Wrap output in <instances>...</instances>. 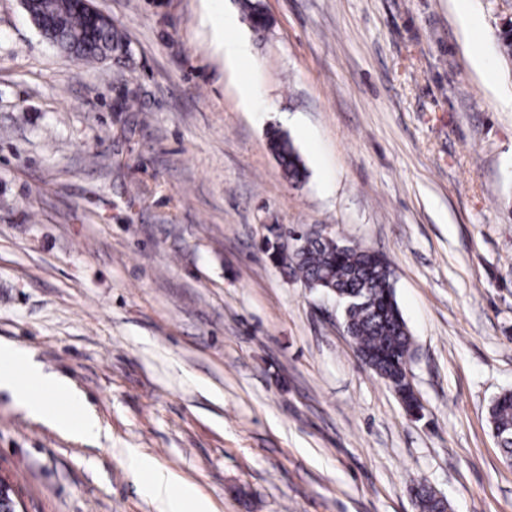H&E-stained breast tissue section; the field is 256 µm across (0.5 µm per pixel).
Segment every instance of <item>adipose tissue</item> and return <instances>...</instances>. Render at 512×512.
<instances>
[{"label": "adipose tissue", "mask_w": 512, "mask_h": 512, "mask_svg": "<svg viewBox=\"0 0 512 512\" xmlns=\"http://www.w3.org/2000/svg\"><path fill=\"white\" fill-rule=\"evenodd\" d=\"M1 390L11 393L29 417L67 435L88 440L102 431L96 413L68 378L44 371L31 354L11 342H0ZM127 457L131 474L158 512H212L210 501L170 470L134 448Z\"/></svg>", "instance_id": "adipose-tissue-1"}]
</instances>
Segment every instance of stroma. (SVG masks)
<instances>
[{
  "label": "stroma",
  "instance_id": "obj_1",
  "mask_svg": "<svg viewBox=\"0 0 512 512\" xmlns=\"http://www.w3.org/2000/svg\"><path fill=\"white\" fill-rule=\"evenodd\" d=\"M258 3L261 33L240 0H93L129 55L86 64L0 0V340L103 428L72 438L0 392V476L26 512H157L136 448L213 512H416L419 481L452 512H512L488 422L512 390V6L468 0L469 30L458 0ZM271 225L385 257L421 418L335 299L270 260ZM206 24L211 28L213 43L217 50L222 52L224 59L230 65L237 66L245 60L247 54L246 46L237 41L231 32V28L235 26L233 18L228 17L225 19L224 17V21L216 22L212 15L209 14L206 18ZM270 143L271 149L277 155L288 179L299 181L303 176L304 167L290 140L285 135L274 132Z\"/></svg>",
  "mask_w": 512,
  "mask_h": 512
}]
</instances>
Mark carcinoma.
<instances>
[{
    "label": "carcinoma",
    "mask_w": 512,
    "mask_h": 512,
    "mask_svg": "<svg viewBox=\"0 0 512 512\" xmlns=\"http://www.w3.org/2000/svg\"><path fill=\"white\" fill-rule=\"evenodd\" d=\"M242 7L254 29L260 31L268 27L267 17L252 0H243ZM52 19L59 45L64 49L70 41L86 34L84 14L74 9L68 0L56 4ZM125 47L127 44L117 29L109 26L100 28L92 38L85 40L81 49L70 51L68 55L77 60L96 61L111 55H125ZM270 143L288 179L300 180L304 167L290 140L275 132ZM267 252L277 266L301 278L308 288L356 295L344 312L348 335L357 352L372 357L370 370L406 401H412L407 362L413 355V338L399 309L386 259L332 237L310 242L291 260L284 257L283 245L272 240L267 241ZM489 421L499 438L504 458H512V395L501 394L499 401L489 409ZM418 508L420 512H437L438 508L431 490L422 484L419 485Z\"/></svg>",
    "instance_id": "cac0c4a2"
}]
</instances>
